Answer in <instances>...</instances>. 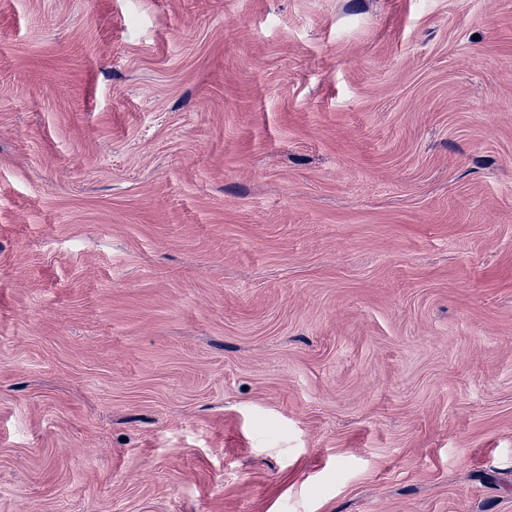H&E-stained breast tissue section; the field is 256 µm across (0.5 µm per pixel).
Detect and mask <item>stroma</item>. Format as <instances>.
Listing matches in <instances>:
<instances>
[{"label": "stroma", "mask_w": 512, "mask_h": 512, "mask_svg": "<svg viewBox=\"0 0 512 512\" xmlns=\"http://www.w3.org/2000/svg\"><path fill=\"white\" fill-rule=\"evenodd\" d=\"M0 512H512V0H0Z\"/></svg>", "instance_id": "35a3bbf8"}]
</instances>
